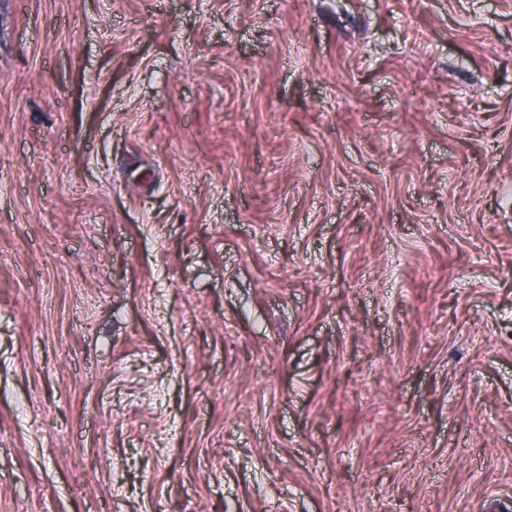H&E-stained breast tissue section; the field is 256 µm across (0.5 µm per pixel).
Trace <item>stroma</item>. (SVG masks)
Segmentation results:
<instances>
[{
  "label": "stroma",
  "instance_id": "1",
  "mask_svg": "<svg viewBox=\"0 0 512 512\" xmlns=\"http://www.w3.org/2000/svg\"><path fill=\"white\" fill-rule=\"evenodd\" d=\"M512 497V0H0V512Z\"/></svg>",
  "mask_w": 512,
  "mask_h": 512
}]
</instances>
